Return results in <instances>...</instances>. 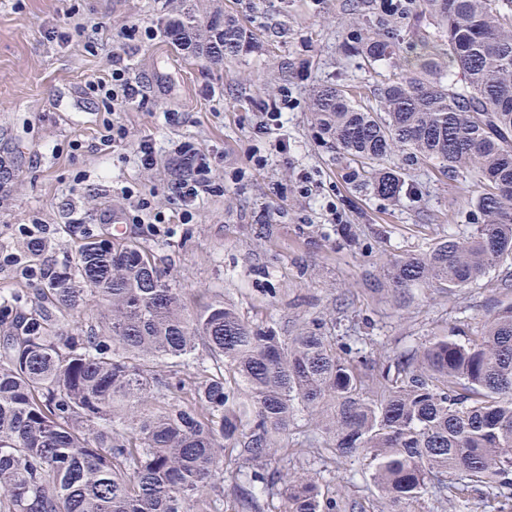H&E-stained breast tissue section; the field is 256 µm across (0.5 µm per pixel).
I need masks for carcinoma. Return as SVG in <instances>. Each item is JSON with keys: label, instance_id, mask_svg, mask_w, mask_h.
Masks as SVG:
<instances>
[{"label": "carcinoma", "instance_id": "obj_1", "mask_svg": "<svg viewBox=\"0 0 512 512\" xmlns=\"http://www.w3.org/2000/svg\"><path fill=\"white\" fill-rule=\"evenodd\" d=\"M433 31L373 89L317 86L320 130L374 193L396 199L397 150L476 172L481 223L398 256L370 292L462 288L512 265V0H416ZM404 3L349 32L356 56L395 55ZM179 49L218 65L250 50L233 15L175 14ZM26 308L0 297V512H367L310 473L288 475L291 428L324 461L357 464L386 512L432 492L512 512V303L375 366L321 324L286 334L211 290L189 298L153 248L93 239L45 269ZM204 349L206 356L197 354Z\"/></svg>", "mask_w": 512, "mask_h": 512}]
</instances>
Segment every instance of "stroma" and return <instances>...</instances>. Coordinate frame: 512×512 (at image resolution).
I'll list each match as a JSON object with an SVG mask.
<instances>
[{
  "label": "stroma",
  "instance_id": "35a3bbf8",
  "mask_svg": "<svg viewBox=\"0 0 512 512\" xmlns=\"http://www.w3.org/2000/svg\"><path fill=\"white\" fill-rule=\"evenodd\" d=\"M218 7L256 40L216 66L178 50L164 22L187 8L203 25ZM350 17L351 0H0V252L22 253L24 225L43 224L44 265L69 263L83 241L112 233L108 215L132 212L141 194L171 218V233L154 236L127 222V237L150 242L182 287L226 293L245 312L267 304L289 334L317 319L376 359L416 349L454 323L480 329L491 298L510 303L512 292L419 283L401 305L369 292L388 258L467 233L479 220L482 188L475 176L445 175L403 151L388 160L406 179L399 201L352 181L348 160L318 131L311 92L323 83L379 84L396 61L370 70L349 55ZM133 25L146 36L91 40L93 29ZM116 52L144 97L120 115L129 138L148 137L162 149L152 170L99 141L109 114L88 85L106 77ZM283 67L288 78L281 81ZM284 88L297 106L288 113V149L279 154L256 125ZM184 142L209 156L217 184L186 223L170 192L175 149ZM255 153L267 156L264 168L252 167ZM302 172L314 184L312 197L297 191ZM332 206L344 225L331 223ZM263 224L270 228L264 239L257 235ZM288 468L324 477L357 501L371 495L359 467L322 465L309 448L298 449Z\"/></svg>",
  "mask_w": 512,
  "mask_h": 512
}]
</instances>
